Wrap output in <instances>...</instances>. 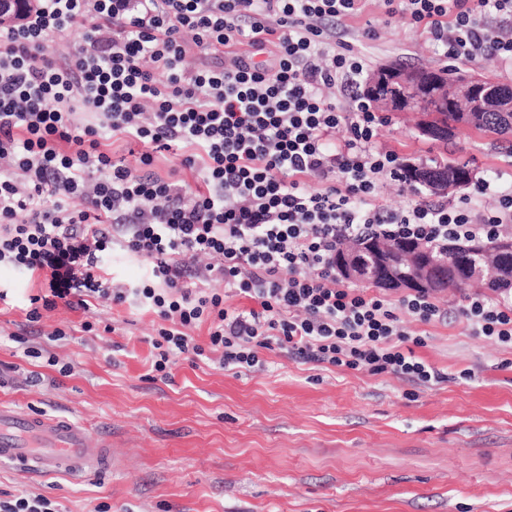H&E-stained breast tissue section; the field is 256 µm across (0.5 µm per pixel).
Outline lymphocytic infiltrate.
<instances>
[{
    "instance_id": "f902f5d3",
    "label": "lymphocytic infiltrate",
    "mask_w": 512,
    "mask_h": 512,
    "mask_svg": "<svg viewBox=\"0 0 512 512\" xmlns=\"http://www.w3.org/2000/svg\"><path fill=\"white\" fill-rule=\"evenodd\" d=\"M35 2L24 22L0 27V267L48 281L28 322L60 303L134 302L161 321L151 346L163 379L183 355L239 374L277 348L323 367L447 381L404 350L425 340L408 336L403 318L429 325L449 311L424 291L392 299L343 284L336 242L374 233L488 240L512 227V195L489 209L376 207L403 161L380 146L383 118L357 94L367 57L331 44L362 0ZM385 3L448 60L512 62V0ZM77 32L85 44L76 60L49 52ZM243 38L251 55L235 51ZM192 44L223 67L187 68ZM337 86L340 101L326 95ZM81 108L99 125L82 124ZM110 135L142 145L137 166L113 159ZM170 150L195 184L151 172L155 153ZM117 248L148 261L141 285L104 277ZM233 297L259 307H234ZM457 316L473 335L512 346V298L478 293ZM200 328L204 346L193 337Z\"/></svg>"
}]
</instances>
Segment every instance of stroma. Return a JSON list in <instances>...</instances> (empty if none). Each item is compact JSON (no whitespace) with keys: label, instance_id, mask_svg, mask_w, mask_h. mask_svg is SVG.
I'll list each match as a JSON object with an SVG mask.
<instances>
[{"label":"stroma","instance_id":"1","mask_svg":"<svg viewBox=\"0 0 512 512\" xmlns=\"http://www.w3.org/2000/svg\"><path fill=\"white\" fill-rule=\"evenodd\" d=\"M345 29L371 66L441 61L383 0ZM378 140L414 162L469 163L490 183L483 206L512 194V152L496 136L469 130L443 144L391 112ZM44 286L0 268V402L105 429L123 468L73 477L0 465V492L42 494L60 512H512V349L464 324L406 319L426 337L415 355L448 376L428 386L277 349L240 376L182 358L152 380L153 314L101 300L29 323ZM86 321L103 332L82 331Z\"/></svg>","mask_w":512,"mask_h":512}]
</instances>
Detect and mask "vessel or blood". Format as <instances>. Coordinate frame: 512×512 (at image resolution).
I'll use <instances>...</instances> for the list:
<instances>
[{"label": "vessel or blood", "instance_id": "obj_1", "mask_svg": "<svg viewBox=\"0 0 512 512\" xmlns=\"http://www.w3.org/2000/svg\"><path fill=\"white\" fill-rule=\"evenodd\" d=\"M6 463L28 471L75 474L116 466L108 434L0 403V464Z\"/></svg>", "mask_w": 512, "mask_h": 512}]
</instances>
